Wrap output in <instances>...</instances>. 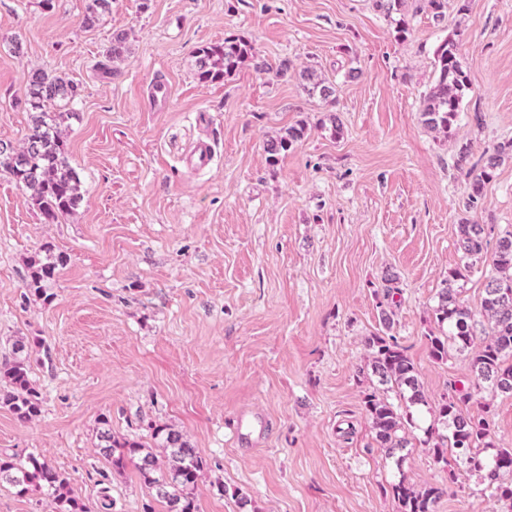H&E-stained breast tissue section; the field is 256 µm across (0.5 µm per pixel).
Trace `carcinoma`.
<instances>
[{"label":"carcinoma","instance_id":"1","mask_svg":"<svg viewBox=\"0 0 512 512\" xmlns=\"http://www.w3.org/2000/svg\"><path fill=\"white\" fill-rule=\"evenodd\" d=\"M112 0H85L83 23L92 27L111 10ZM458 32L443 39L434 51V84L420 98L422 124L430 131L447 138L452 134L460 114L463 90L469 84L457 58ZM127 35L112 37L104 50L106 58L117 61L123 57ZM250 42L240 38H226L221 44L203 46L196 51V75L201 82H212L233 72L252 54ZM300 77L308 83V91L328 100L335 96L334 85L325 82L313 70L306 69ZM77 86L43 69L31 71L24 93L25 108L31 115V126L20 145L4 143L6 153L0 152V170L29 192L33 206L46 224H56L78 205L80 179L69 163L67 141L68 122L74 112L67 105L74 104ZM56 101L65 107L50 109ZM307 133L305 126H291L285 134L266 141L265 152L272 160L301 142ZM499 154L486 159L483 165H473L467 175L469 200L481 199L485 184L493 177ZM487 245L485 228L465 221L459 224V248L464 255L478 258ZM45 260L31 266L26 288L42 296L45 284L52 280L56 270L64 264L60 254L44 246ZM462 273L448 274L447 287L438 294L433 314L438 332L427 336L432 359L448 361L449 351L466 353L470 358L471 378L467 385L453 390L437 404L430 405L419 385L417 369L405 353L396 336L376 333L366 339L371 351V372L380 384L394 391L402 401L396 405L388 398L370 392L364 395L363 406L371 422L378 447L389 458L408 448L410 433L421 428L413 409L424 407L433 416V423L424 428V443L438 462L448 463L453 457L471 472L480 474L488 484L495 486L499 500L512 502V484L498 483L500 475L512 472V448H496L492 456L484 449L495 448L491 427V406L482 401V392L491 388L512 395V232L499 238L492 259L491 270L481 300L479 314L489 331L481 342H476L475 314L461 299L455 281ZM397 276L385 279L389 283L378 302L381 322L385 329L392 327L391 314L385 308ZM32 344L21 338L14 343L12 360L0 363V404L9 406L22 420H30L41 412L42 397L31 379ZM449 430L439 432L438 425ZM151 437L163 449L158 457L144 452L146 445L139 441L120 438L112 433L108 418L99 419V447L108 460L112 472L123 473L132 466L151 490L152 496L166 503L167 512H197L195 490L204 460L199 449L193 447L185 435L169 426H156ZM0 483H7L17 493H39L53 498L59 512H86L84 505L73 495L69 482L46 459L30 454L25 458L0 457ZM391 494L399 512H436L445 489L429 485L416 488L401 478L390 485Z\"/></svg>","mask_w":512,"mask_h":512}]
</instances>
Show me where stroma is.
Masks as SVG:
<instances>
[{
  "label": "stroma",
  "instance_id": "stroma-1",
  "mask_svg": "<svg viewBox=\"0 0 512 512\" xmlns=\"http://www.w3.org/2000/svg\"><path fill=\"white\" fill-rule=\"evenodd\" d=\"M408 30L373 0H112L91 27L84 0H0V140L29 129L22 92L42 68L79 88L69 122L77 208L43 223L0 171V362L38 338L40 414L0 407V453H33L96 512L102 475L112 512H166L135 469L115 474L98 448L114 434L151 444L169 425L206 466L199 512H398L390 485H440L437 512H512L486 481L434 460L416 432L403 461L374 441L362 398L385 393L367 337L375 295L400 290L392 333L430 403L466 380L468 363L431 359L432 309L463 269L457 226L483 224L487 246L512 232V0H465L444 20L406 0ZM459 31L469 76L452 136L421 123L436 46ZM128 34L124 61L103 50ZM235 37L254 56L224 79L195 76L198 48ZM287 73H279L282 61ZM313 68L335 101L308 95ZM170 103H148L153 80ZM338 118L342 136L332 134ZM301 124L304 140L269 160L263 145ZM212 139L208 168L186 156ZM470 162L500 152L477 204ZM52 245L66 263L48 297L26 288Z\"/></svg>",
  "mask_w": 512,
  "mask_h": 512
}]
</instances>
